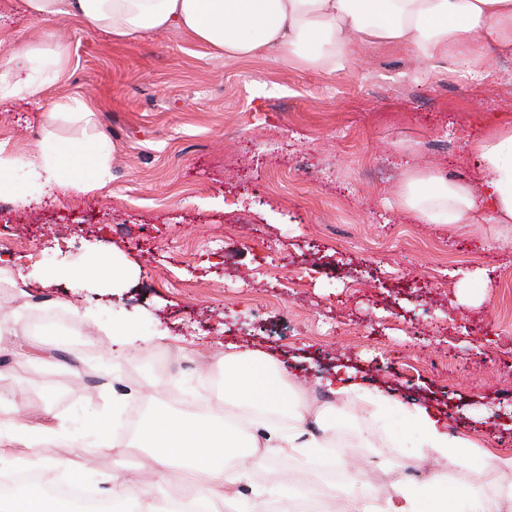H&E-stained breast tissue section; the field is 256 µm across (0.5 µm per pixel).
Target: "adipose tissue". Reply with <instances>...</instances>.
Returning a JSON list of instances; mask_svg holds the SVG:
<instances>
[{"mask_svg": "<svg viewBox=\"0 0 512 512\" xmlns=\"http://www.w3.org/2000/svg\"><path fill=\"white\" fill-rule=\"evenodd\" d=\"M25 10L43 17H79L116 40H135L161 30L192 35L228 58L273 51L307 68L334 67L354 44L406 43L424 59L445 58L476 67L485 60L484 44L512 49V0H22ZM482 179L481 195L440 175H413L404 201L425 224H512V123L496 125L472 143ZM30 180L59 189L78 188L84 173L105 183L109 171L99 149L58 143L52 153L29 159ZM224 395L280 414L262 434L242 435L229 424L205 426L159 413L140 440L164 466L184 471L211 492L233 487L265 455L295 454L308 459L326 448L336 433V407L319 412L297 399L292 385L271 356L259 352L224 355ZM421 436L426 456L449 467L473 460L512 471V452L476 441L466 431L449 433L430 407L404 409ZM343 512H512V489L498 497L449 482L431 472L422 483L389 480L384 491L360 484Z\"/></svg>", "mask_w": 512, "mask_h": 512, "instance_id": "adipose-tissue-1", "label": "adipose tissue"}]
</instances>
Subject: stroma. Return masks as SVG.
<instances>
[{
	"mask_svg": "<svg viewBox=\"0 0 512 512\" xmlns=\"http://www.w3.org/2000/svg\"><path fill=\"white\" fill-rule=\"evenodd\" d=\"M48 71L42 97L23 82ZM80 100L92 121L56 105ZM512 122V50L488 47L468 81L413 47L357 49L341 66L303 68L268 51L228 60L189 34L116 41L78 18H35L0 0V151L26 159L57 140L106 144L101 188L27 198L0 185V402L51 415L23 466L105 499L107 481L155 469L139 432L158 412L202 422L223 403L224 350H262L313 401L337 373L394 404L380 422L351 396L340 428L357 469L383 486L386 466L423 454L402 407L424 404L449 430L512 448V224H424L404 206L409 169L478 185L470 143ZM111 248L119 283L51 281ZM88 314L75 323L74 312ZM126 323L147 344L113 349ZM107 419L109 439L91 423ZM450 478L492 495L512 483L493 466ZM330 481L286 456L241 483L277 488L283 512L307 484Z\"/></svg>",
	"mask_w": 512,
	"mask_h": 512,
	"instance_id": "1",
	"label": "stroma"
}]
</instances>
